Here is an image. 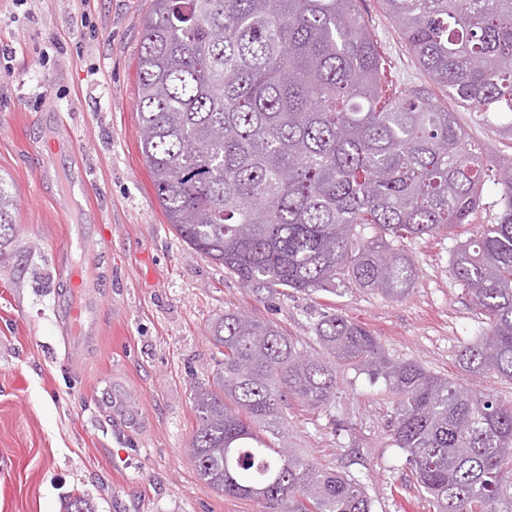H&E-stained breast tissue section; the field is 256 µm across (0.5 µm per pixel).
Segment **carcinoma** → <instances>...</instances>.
I'll list each match as a JSON object with an SVG mask.
<instances>
[{"mask_svg": "<svg viewBox=\"0 0 512 512\" xmlns=\"http://www.w3.org/2000/svg\"><path fill=\"white\" fill-rule=\"evenodd\" d=\"M362 0H151L137 58L139 143L167 223L256 296L348 281L403 299L405 243L466 224L490 181L502 210L451 273L486 317L463 370L512 381V163L489 159L448 99L512 137V0H379L442 92L391 79ZM16 204L0 176V259ZM320 357L274 322L229 312L224 367L194 392L200 477L266 512H372L363 483L275 447L282 407L326 406L336 366L395 396L394 446L434 512H512V399L390 358L336 313Z\"/></svg>", "mask_w": 512, "mask_h": 512, "instance_id": "1", "label": "carcinoma"}]
</instances>
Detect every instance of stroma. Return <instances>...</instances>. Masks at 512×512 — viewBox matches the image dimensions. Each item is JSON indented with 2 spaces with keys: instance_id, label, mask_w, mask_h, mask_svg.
I'll list each match as a JSON object with an SVG mask.
<instances>
[{
  "instance_id": "stroma-1",
  "label": "stroma",
  "mask_w": 512,
  "mask_h": 512,
  "mask_svg": "<svg viewBox=\"0 0 512 512\" xmlns=\"http://www.w3.org/2000/svg\"><path fill=\"white\" fill-rule=\"evenodd\" d=\"M150 5L0 0V174L17 200L11 258L0 263V512H66L75 495L92 512H264L210 488L188 451L194 391L216 382L224 356L213 332L227 312L272 320L307 352L315 324L336 312L393 359L512 398L511 382L457 362L484 318L449 261L499 215L493 183L469 223L407 242L417 280L400 301L341 283L259 302L178 237L138 142L136 59ZM364 10L395 75L428 85L377 0ZM449 108L490 156L512 159L511 139L472 109ZM68 177L87 178L88 201L63 197ZM77 221L92 237L85 255L71 244ZM336 381L329 405L289 401L283 446L359 479L373 512H430L390 436L391 393L350 368Z\"/></svg>"
}]
</instances>
